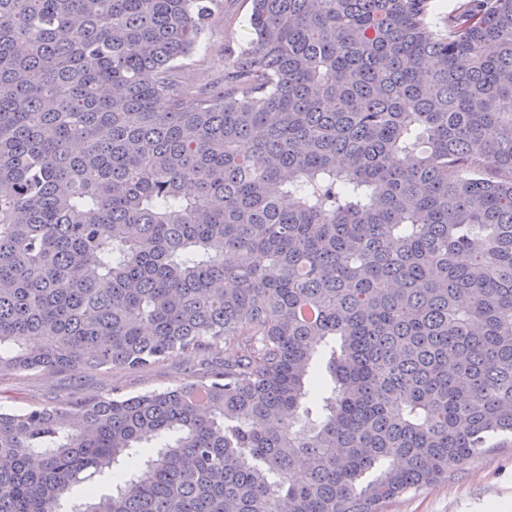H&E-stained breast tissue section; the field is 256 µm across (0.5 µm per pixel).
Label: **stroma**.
<instances>
[{
    "label": "stroma",
    "instance_id": "obj_1",
    "mask_svg": "<svg viewBox=\"0 0 512 512\" xmlns=\"http://www.w3.org/2000/svg\"><path fill=\"white\" fill-rule=\"evenodd\" d=\"M250 15L251 0H224L223 15L188 61L186 73L194 83L212 81L223 65L225 45L250 38ZM204 370L196 355L177 352L142 370L13 372L0 376V409L20 412L35 405L173 389ZM491 504L500 505V512H512V447L491 449L448 480L394 499L386 512H487Z\"/></svg>",
    "mask_w": 512,
    "mask_h": 512
}]
</instances>
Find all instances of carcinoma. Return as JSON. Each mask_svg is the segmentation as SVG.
I'll list each match as a JSON object with an SVG mask.
<instances>
[{
  "mask_svg": "<svg viewBox=\"0 0 512 512\" xmlns=\"http://www.w3.org/2000/svg\"><path fill=\"white\" fill-rule=\"evenodd\" d=\"M223 8L0 0V375L216 360L0 411V512H383L512 445V0H252L195 84ZM251 0H224V14L211 26L201 43L187 61L186 75L197 84L212 81L215 73L223 66L224 43L230 38L235 49L251 37L249 17Z\"/></svg>",
  "mask_w": 512,
  "mask_h": 512,
  "instance_id": "carcinoma-1",
  "label": "carcinoma"
}]
</instances>
